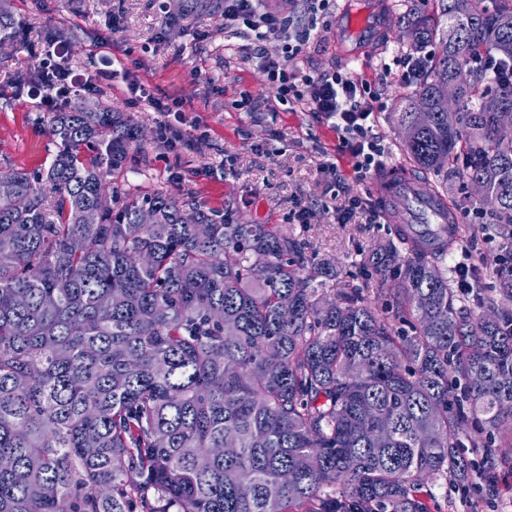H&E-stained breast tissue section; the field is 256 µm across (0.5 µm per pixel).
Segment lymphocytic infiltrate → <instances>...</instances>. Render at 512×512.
<instances>
[{"mask_svg": "<svg viewBox=\"0 0 512 512\" xmlns=\"http://www.w3.org/2000/svg\"><path fill=\"white\" fill-rule=\"evenodd\" d=\"M299 16L260 11L259 0H224V26L245 27L246 58L275 89L280 101L315 112L330 122L342 152L352 162L357 180H365L385 164L386 146L376 133L375 114L381 97L370 84L350 71L301 69L297 59L316 37L315 20L329 0H294ZM281 41L278 55L266 50L270 39Z\"/></svg>", "mask_w": 512, "mask_h": 512, "instance_id": "obj_1", "label": "lymphocytic infiltrate"}]
</instances>
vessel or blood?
Returning a JSON list of instances; mask_svg holds the SVG:
<instances>
[{
  "instance_id": "obj_1",
  "label": "vessel or blood",
  "mask_w": 512,
  "mask_h": 512,
  "mask_svg": "<svg viewBox=\"0 0 512 512\" xmlns=\"http://www.w3.org/2000/svg\"><path fill=\"white\" fill-rule=\"evenodd\" d=\"M387 4L385 0H345L337 20V31L342 37L350 58L356 59L386 30ZM379 199L390 207L402 210L413 224H438L443 220L435 199L421 183L399 177L395 168H388L372 181Z\"/></svg>"
}]
</instances>
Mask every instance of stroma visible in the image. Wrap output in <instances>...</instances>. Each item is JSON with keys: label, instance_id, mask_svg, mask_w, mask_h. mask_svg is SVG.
<instances>
[{"label": "stroma", "instance_id": "35a3bbf8", "mask_svg": "<svg viewBox=\"0 0 512 512\" xmlns=\"http://www.w3.org/2000/svg\"><path fill=\"white\" fill-rule=\"evenodd\" d=\"M20 28L17 40L0 42V170L29 172L47 168L56 152L41 116L47 105L31 98L25 77L42 71L49 50L47 31L59 34L67 52L59 66L76 74L95 73L113 63L118 77L103 79L87 101L106 103L126 113L144 134L143 146L131 151L117 182L133 192L189 194L208 208L229 212L238 224H275L304 238L313 257L331 258L336 274L326 279L334 295L348 282L374 288L362 263L388 238L387 224H370L365 212L339 223L346 197L366 194L356 181L348 157L339 150L327 121L296 106L279 102L262 74L247 62L241 38L225 30L213 16H179L169 0H8ZM339 0L317 20L318 37L299 56L304 69L346 70L379 90L386 107L376 115V131L387 149L386 163L402 167L397 122L400 105L413 89L401 67L382 71L400 49L409 46L401 17L406 8L389 0L387 34L381 48L364 58L346 57L336 37ZM137 76L153 96L168 100L169 116L149 101L126 92L124 74ZM251 96L255 111L240 110L242 96ZM184 136L185 145L168 149L159 136L162 120ZM336 164L329 173L327 164ZM342 185H335V177ZM448 193L459 204L460 240L449 266L477 267L484 285H491L489 267L504 255L503 241L487 212H475V194L457 175L448 178ZM311 211L309 223L291 219L297 207ZM429 512H512V475H505L499 493L484 497L477 487L456 484L437 490Z\"/></svg>", "mask_w": 512, "mask_h": 512}]
</instances>
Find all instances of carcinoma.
<instances>
[{
	"label": "carcinoma",
	"instance_id": "obj_1",
	"mask_svg": "<svg viewBox=\"0 0 512 512\" xmlns=\"http://www.w3.org/2000/svg\"><path fill=\"white\" fill-rule=\"evenodd\" d=\"M438 2L412 24L403 151L481 184L512 247V86L485 69L512 57V0ZM48 124V168L0 173V512H428L450 477L498 492L512 309L450 287L455 239L392 224L366 263L385 308L354 286L328 299L335 264L301 237L107 186L141 146L123 113L67 102ZM495 280L512 299V264ZM473 431L489 435L478 469L460 452Z\"/></svg>",
	"mask_w": 512,
	"mask_h": 512
}]
</instances>
